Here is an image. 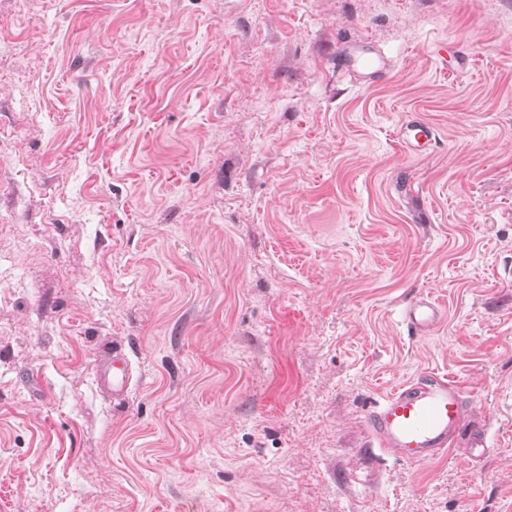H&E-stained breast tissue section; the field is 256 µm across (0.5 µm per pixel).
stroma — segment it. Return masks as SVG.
<instances>
[{
    "mask_svg": "<svg viewBox=\"0 0 512 512\" xmlns=\"http://www.w3.org/2000/svg\"><path fill=\"white\" fill-rule=\"evenodd\" d=\"M426 372L480 447L367 450ZM0 512H512V0H0ZM367 51L371 56L361 58L359 53ZM365 45H352L343 56L336 58V68L344 74H357L361 71L365 77L376 79L381 73L386 72L388 65L384 58ZM396 138L405 151L415 155L433 150L440 140L437 128L421 119L401 122L396 129ZM442 308L430 294L414 297L402 312V321L410 335H425L434 331L440 324ZM95 378L99 385L111 388L113 398L124 397L132 379L129 357L121 350H112V354L98 363Z\"/></svg>",
    "mask_w": 512,
    "mask_h": 512,
    "instance_id": "1",
    "label": "stroma"
}]
</instances>
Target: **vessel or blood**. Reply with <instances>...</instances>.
<instances>
[{
    "instance_id": "1",
    "label": "vessel or blood",
    "mask_w": 512,
    "mask_h": 512,
    "mask_svg": "<svg viewBox=\"0 0 512 512\" xmlns=\"http://www.w3.org/2000/svg\"><path fill=\"white\" fill-rule=\"evenodd\" d=\"M336 67L342 73L359 72L372 79L388 69L382 56L364 55L357 44L337 58ZM396 138L405 151L416 155L433 150L439 133L432 123L413 119L398 125ZM441 318L440 304L427 293L414 297L402 312V321L413 336L434 331ZM95 378L111 388L113 397L125 396L132 379L129 357L113 351L98 363ZM466 415L465 388L431 372L395 389L366 416L367 445L406 462H424L458 445Z\"/></svg>"
}]
</instances>
